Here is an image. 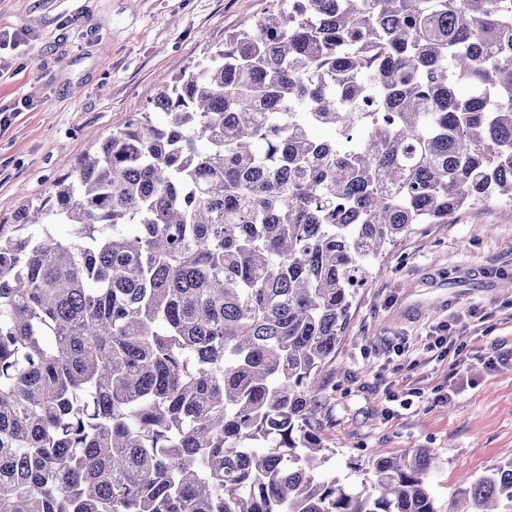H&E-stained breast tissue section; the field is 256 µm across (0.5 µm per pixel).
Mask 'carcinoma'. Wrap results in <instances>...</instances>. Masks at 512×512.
Listing matches in <instances>:
<instances>
[{"mask_svg":"<svg viewBox=\"0 0 512 512\" xmlns=\"http://www.w3.org/2000/svg\"><path fill=\"white\" fill-rule=\"evenodd\" d=\"M499 200L512 0H273L0 224V512H512L317 411L385 247Z\"/></svg>","mask_w":512,"mask_h":512,"instance_id":"carcinoma-1","label":"carcinoma"}]
</instances>
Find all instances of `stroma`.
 Returning a JSON list of instances; mask_svg holds the SVG:
<instances>
[{"label": "stroma", "instance_id": "1", "mask_svg": "<svg viewBox=\"0 0 512 512\" xmlns=\"http://www.w3.org/2000/svg\"><path fill=\"white\" fill-rule=\"evenodd\" d=\"M271 0H0V30L22 34L0 50V106H27L0 131V224L70 172L94 139L145 111L162 83L203 60L225 34ZM512 203L420 224L389 245L356 289L319 417L336 443L327 468L361 482L373 452L432 449V490L447 503L462 480L512 460ZM466 328L461 355L424 350L438 323ZM408 348L396 356L395 344ZM417 398L387 417L388 393ZM449 391L448 405L433 404ZM410 397V396H409Z\"/></svg>", "mask_w": 512, "mask_h": 512}]
</instances>
